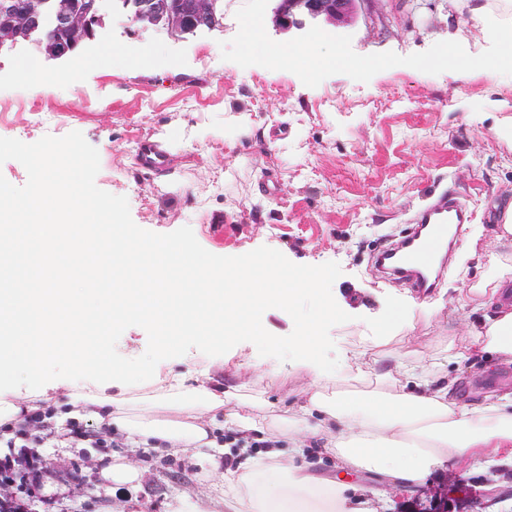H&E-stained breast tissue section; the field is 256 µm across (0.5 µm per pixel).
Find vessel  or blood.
<instances>
[{
    "instance_id": "1",
    "label": "vessel or blood",
    "mask_w": 512,
    "mask_h": 512,
    "mask_svg": "<svg viewBox=\"0 0 512 512\" xmlns=\"http://www.w3.org/2000/svg\"><path fill=\"white\" fill-rule=\"evenodd\" d=\"M470 221V212L457 197L442 194L417 211L403 239L375 253L374 263L417 294L428 295L438 285L433 275L436 258L456 244L455 227Z\"/></svg>"
}]
</instances>
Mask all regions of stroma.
Returning a JSON list of instances; mask_svg holds the SVG:
<instances>
[{
    "label": "stroma",
    "instance_id": "obj_1",
    "mask_svg": "<svg viewBox=\"0 0 512 512\" xmlns=\"http://www.w3.org/2000/svg\"><path fill=\"white\" fill-rule=\"evenodd\" d=\"M277 0H224L221 24L177 36L112 13L106 38L82 66L43 62L65 80L54 91L21 80L18 56L39 58L37 43L0 54V184L26 197L31 160L51 155L70 165L81 184L118 202L123 224L160 240L181 239L194 252L231 266L266 254L288 270L323 269L324 296L298 294L293 307L271 306L273 346L224 340V391L258 404L270 416L291 406L306 379L291 350L302 313L327 300L335 317L320 327L321 356L336 364L325 395L390 391L379 373L406 354L454 382L469 407L492 393L512 392V363L496 357H453L459 333L478 322L477 302L457 299L486 272L492 255L512 257L495 229L512 206V85L483 73L461 77L433 59L448 40L462 53L493 55L482 27L452 0H359L345 21L277 29ZM262 21L264 40L294 44L329 32L352 58L378 60L365 72L331 68L315 81L294 70L273 71L240 52L242 25ZM54 110L44 123L41 108ZM244 114L250 127L226 125ZM205 136L178 145L161 171L143 169L138 144L180 129ZM459 194L475 212L460 228L462 259L447 263L441 284L418 297L379 278L371 253L409 229L407 220L436 189ZM407 308L412 330L378 338L376 324L393 307ZM116 362H146L156 352L149 323L108 322ZM367 346L374 367L341 362L354 343ZM44 478L27 500L30 512H173L177 500L207 492L210 465L159 449L130 452L123 437L104 444L60 445L42 429L27 433ZM134 455L138 483L100 482L114 456ZM335 512H512V463L471 458L433 468L425 482L376 500V474L348 477Z\"/></svg>",
    "mask_w": 512,
    "mask_h": 512
}]
</instances>
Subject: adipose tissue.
Returning a JSON list of instances; mask_svg holds the SVG:
<instances>
[{"label": "adipose tissue", "instance_id": "adipose-tissue-1", "mask_svg": "<svg viewBox=\"0 0 512 512\" xmlns=\"http://www.w3.org/2000/svg\"><path fill=\"white\" fill-rule=\"evenodd\" d=\"M465 6L497 52L468 56L451 43L440 63L462 74L512 77V0H465ZM261 28V21H245L242 48L273 69H297L314 81L328 68L372 66L349 58L328 33L283 46L264 43ZM33 167L27 197L0 185V437L11 438L26 415L48 411L61 396L67 408L53 414L56 424L89 417L134 448L162 446L182 456L213 449L220 423L246 440L265 433V420L244 411L237 395L212 387L210 367L186 377L174 371L169 352L191 340L220 353L228 336L270 344L268 307L319 291L326 273L288 271L267 255L230 270L214 266L184 242L135 237L121 224L118 205L79 188L74 171L56 170L43 157ZM108 269L124 287L105 283ZM470 291L480 296L484 315L467 330L460 357L487 354L512 363V261L493 258ZM334 311L322 304L296 340L309 382L288 417L293 457L320 444L335 454L340 470L367 469L391 490L420 484L429 465L444 459L512 458V394L463 407L435 371L413 369L404 370L405 383L392 394L317 391L332 376L317 352L318 328ZM129 316L150 323L157 337L152 360L126 370L140 385L160 389L135 415L109 393L115 367L105 333L109 320ZM62 360L74 361L73 373H54ZM217 480L225 512H333L336 482L322 484L277 451L244 457Z\"/></svg>", "mask_w": 512, "mask_h": 512}]
</instances>
